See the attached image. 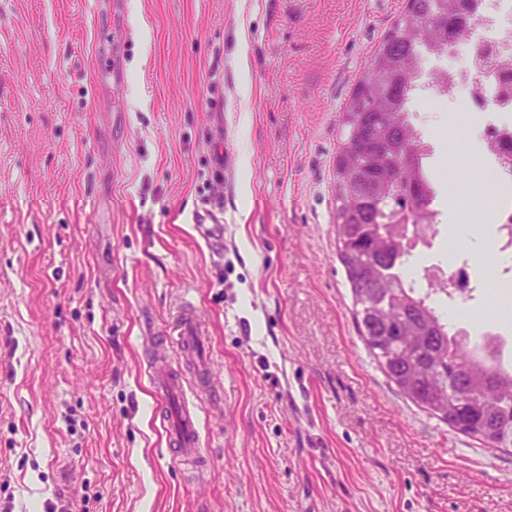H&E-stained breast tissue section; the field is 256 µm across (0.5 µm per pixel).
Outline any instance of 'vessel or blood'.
Instances as JSON below:
<instances>
[{"instance_id":"1","label":"vessel or blood","mask_w":512,"mask_h":512,"mask_svg":"<svg viewBox=\"0 0 512 512\" xmlns=\"http://www.w3.org/2000/svg\"><path fill=\"white\" fill-rule=\"evenodd\" d=\"M207 336V326L193 303H185L157 340L155 363L150 373L158 393L160 419L166 429L170 455L184 468L202 464V418L204 408L217 398L214 372L202 358L199 347ZM181 397L177 414H169L166 402Z\"/></svg>"}]
</instances>
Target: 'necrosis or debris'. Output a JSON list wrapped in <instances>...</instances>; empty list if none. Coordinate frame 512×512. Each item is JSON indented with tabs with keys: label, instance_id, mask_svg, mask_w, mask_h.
I'll list each match as a JSON object with an SVG mask.
<instances>
[{
	"label": "necrosis or debris",
	"instance_id": "4bbe7bcc",
	"mask_svg": "<svg viewBox=\"0 0 512 512\" xmlns=\"http://www.w3.org/2000/svg\"><path fill=\"white\" fill-rule=\"evenodd\" d=\"M432 96L443 103L463 105L480 116V123L469 130L470 139L489 181L511 189L512 0H480L468 35L453 42L448 53L424 58L415 98L420 101ZM493 227L494 279L508 285L512 283V201L495 206ZM411 244V256L404 266L406 279L418 287L435 284L452 333L492 341L503 356L512 355V338L502 335L499 319L477 325L464 312L475 292L485 287V279L468 275L469 264L464 260L425 263L427 251L447 245L441 227H433L427 238H412Z\"/></svg>",
	"mask_w": 512,
	"mask_h": 512
}]
</instances>
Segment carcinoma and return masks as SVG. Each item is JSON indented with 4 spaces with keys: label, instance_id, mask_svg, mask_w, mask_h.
Returning a JSON list of instances; mask_svg holds the SVG:
<instances>
[{
    "label": "carcinoma",
    "instance_id": "obj_1",
    "mask_svg": "<svg viewBox=\"0 0 512 512\" xmlns=\"http://www.w3.org/2000/svg\"><path fill=\"white\" fill-rule=\"evenodd\" d=\"M477 0H407L343 109L334 160L338 257L359 334L398 390L454 431L512 448V365L489 344L452 336L401 275L410 210L431 224L433 185L418 152L410 102L425 54H443L475 19Z\"/></svg>",
    "mask_w": 512,
    "mask_h": 512
}]
</instances>
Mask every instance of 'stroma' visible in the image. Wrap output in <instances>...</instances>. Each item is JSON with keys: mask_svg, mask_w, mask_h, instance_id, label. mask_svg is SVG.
<instances>
[{"mask_svg": "<svg viewBox=\"0 0 512 512\" xmlns=\"http://www.w3.org/2000/svg\"><path fill=\"white\" fill-rule=\"evenodd\" d=\"M124 2L0 0V512H512V452L398 393L336 252L341 111L405 0ZM419 110L444 225L485 171ZM186 299L221 389L202 481L148 378Z\"/></svg>", "mask_w": 512, "mask_h": 512, "instance_id": "obj_1", "label": "stroma"}]
</instances>
